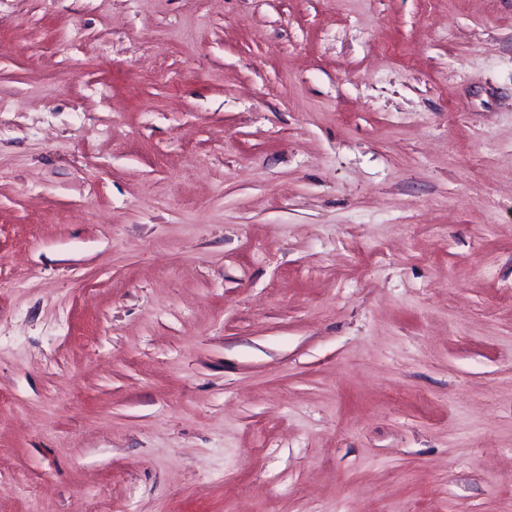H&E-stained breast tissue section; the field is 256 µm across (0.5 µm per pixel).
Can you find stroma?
<instances>
[{"label":"stroma","instance_id":"1","mask_svg":"<svg viewBox=\"0 0 512 512\" xmlns=\"http://www.w3.org/2000/svg\"><path fill=\"white\" fill-rule=\"evenodd\" d=\"M0 512H512V0H0Z\"/></svg>","mask_w":512,"mask_h":512}]
</instances>
